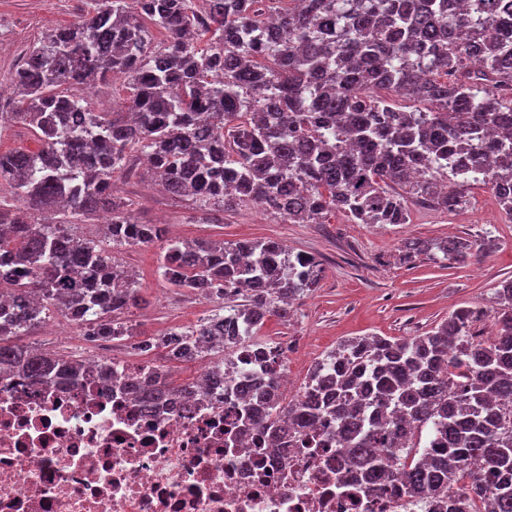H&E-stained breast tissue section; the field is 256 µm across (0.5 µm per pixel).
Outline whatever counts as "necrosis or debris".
Segmentation results:
<instances>
[{
  "label": "necrosis or debris",
  "mask_w": 512,
  "mask_h": 512,
  "mask_svg": "<svg viewBox=\"0 0 512 512\" xmlns=\"http://www.w3.org/2000/svg\"><path fill=\"white\" fill-rule=\"evenodd\" d=\"M94 343L78 384L0 376V512H435L431 495L395 483L361 491L335 426L281 438L245 427L235 388L265 382L256 358L146 408L122 390L143 365Z\"/></svg>",
  "instance_id": "1"
}]
</instances>
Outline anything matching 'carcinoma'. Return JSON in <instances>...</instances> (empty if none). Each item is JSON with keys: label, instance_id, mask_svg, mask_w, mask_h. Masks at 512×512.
<instances>
[{"label": "carcinoma", "instance_id": "carcinoma-1", "mask_svg": "<svg viewBox=\"0 0 512 512\" xmlns=\"http://www.w3.org/2000/svg\"><path fill=\"white\" fill-rule=\"evenodd\" d=\"M84 0L83 17L47 31L12 73L16 97L0 104V127L25 122L42 149L0 153V186L24 207L0 204V254L15 273L0 275L25 305L0 303V366L30 379L82 364L15 342L54 309L83 317L85 336H133L122 315L140 305L134 277L112 263L102 242L76 241L54 215H110L114 246L164 239L157 224L130 222L117 181L145 156L162 187L192 197L196 209L224 213L255 203L291 224L342 212L356 224H405L408 204L463 209L484 185L512 216V3L509 0ZM166 32L156 45L150 27ZM123 78V112H95L85 90ZM396 90L414 109L380 95ZM493 154L491 166L484 163ZM420 170L413 176V170ZM438 249L463 262L468 245L407 241L413 264ZM163 277L173 286L223 300L215 313L163 339L168 358L222 350L268 351L266 374L284 368L278 345L255 336L267 317L289 315L288 300L317 287L323 267L272 240H168ZM494 330L473 339L486 311L462 307L423 336H363L314 364L298 404V431L344 427L342 448L374 484L386 479L437 501L448 496L465 458L492 497L512 512V280L497 290ZM236 363L210 366L216 384ZM171 389L154 373L125 384L141 403ZM242 421L273 436L288 428L263 412L274 387L252 394ZM407 421L429 435L423 467H394L395 449L418 442Z\"/></svg>", "mask_w": 512, "mask_h": 512}]
</instances>
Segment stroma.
<instances>
[{"instance_id": "obj_1", "label": "stroma", "mask_w": 512, "mask_h": 512, "mask_svg": "<svg viewBox=\"0 0 512 512\" xmlns=\"http://www.w3.org/2000/svg\"><path fill=\"white\" fill-rule=\"evenodd\" d=\"M81 8L80 0H0V43L6 46L0 52V80L9 81L35 37L78 22ZM118 194L129 201V212L138 223L162 220L177 225L183 240L268 238L322 261L324 273L317 288L294 300L288 318L268 317L258 333L259 340L286 347L288 367L300 384L315 362L345 340L362 336L404 340L424 335L461 307L494 311L500 282L512 278V216L480 185L471 188L466 207L459 211L411 205L405 224H356L339 212L318 224H291L256 205L225 213L223 223L207 224L190 198L159 191L142 168L119 181ZM409 239L465 240L477 255L453 264L424 256L409 266L398 256L401 243ZM111 255L140 283L143 301L127 319L154 344L144 353L117 341L115 355L163 365L174 386L194 380L195 364L165 361L159 343L168 331L207 318L214 301L174 288L162 277L160 244L118 247Z\"/></svg>"}]
</instances>
